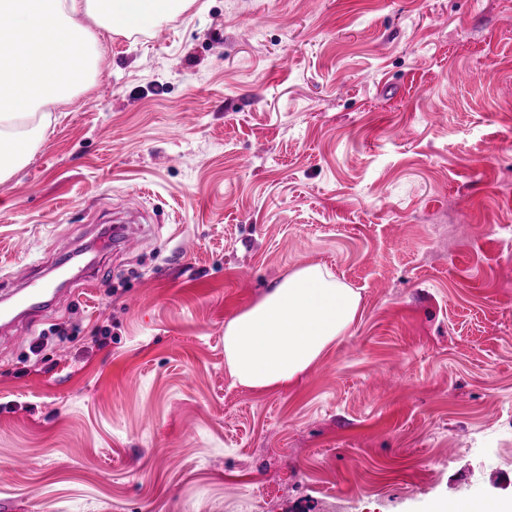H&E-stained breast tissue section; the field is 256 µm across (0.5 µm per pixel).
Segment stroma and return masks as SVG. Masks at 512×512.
<instances>
[{"label":"stroma","mask_w":512,"mask_h":512,"mask_svg":"<svg viewBox=\"0 0 512 512\" xmlns=\"http://www.w3.org/2000/svg\"><path fill=\"white\" fill-rule=\"evenodd\" d=\"M0 512H430L512 497V0H191L104 39L0 182ZM326 266L349 333L282 390L224 324ZM18 288L2 294L0 300V321L6 324L19 317L35 320L41 316L51 296L47 288L51 279L34 274L24 267L16 272Z\"/></svg>","instance_id":"1"}]
</instances>
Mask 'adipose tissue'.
<instances>
[{
    "mask_svg": "<svg viewBox=\"0 0 512 512\" xmlns=\"http://www.w3.org/2000/svg\"><path fill=\"white\" fill-rule=\"evenodd\" d=\"M186 0H0V181L21 169L51 123L92 73L100 33L160 22ZM361 295L326 267L305 264L224 325V359L240 385L284 388L346 336Z\"/></svg>",
    "mask_w": 512,
    "mask_h": 512,
    "instance_id": "obj_1",
    "label": "adipose tissue"
}]
</instances>
